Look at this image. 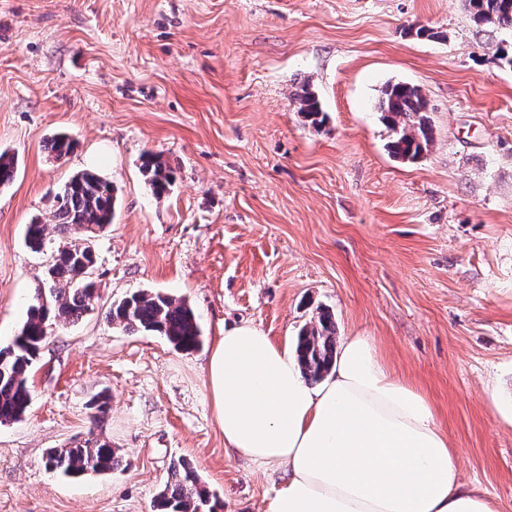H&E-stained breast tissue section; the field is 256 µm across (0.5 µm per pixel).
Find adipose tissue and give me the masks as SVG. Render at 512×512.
I'll list each match as a JSON object with an SVG mask.
<instances>
[{
    "label": "adipose tissue",
    "mask_w": 512,
    "mask_h": 512,
    "mask_svg": "<svg viewBox=\"0 0 512 512\" xmlns=\"http://www.w3.org/2000/svg\"><path fill=\"white\" fill-rule=\"evenodd\" d=\"M207 387L225 448L284 474L267 512H496L460 482L428 398L369 337H345L313 385L288 346L252 324L228 327Z\"/></svg>",
    "instance_id": "ef3b65f1"
}]
</instances>
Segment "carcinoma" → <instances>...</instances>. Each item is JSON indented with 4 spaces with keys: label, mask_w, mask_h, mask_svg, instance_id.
Here are the masks:
<instances>
[{
    "label": "carcinoma",
    "mask_w": 512,
    "mask_h": 512,
    "mask_svg": "<svg viewBox=\"0 0 512 512\" xmlns=\"http://www.w3.org/2000/svg\"><path fill=\"white\" fill-rule=\"evenodd\" d=\"M474 23L482 28L512 31V0H467ZM298 111L312 122L322 115L320 103L309 84L296 94ZM428 102L422 90L408 83H393L382 90L379 112L393 132L392 154L402 160H416L429 150L432 128L425 112ZM58 160L74 152L75 142L55 136L47 143ZM15 156L0 152V186L13 182ZM142 170L152 191L165 193L172 170L158 156H144ZM57 233L70 243L57 250L47 267V287L37 291L29 305L27 320L13 344L0 348V424L19 422L30 404V377L37 355L48 338L49 322H74L88 310L95 288L86 266L97 262L87 241L112 224L116 195L114 186L91 170L74 174L56 195ZM46 226L32 222L26 226L25 242L34 252L43 248ZM107 319L130 333L151 332L165 337L182 350L199 346L200 332L195 315L182 300L164 293L133 294L112 304ZM335 326L327 313L303 328L297 344V358L306 378L320 380L335 356ZM46 464L65 475L91 471L104 473L118 464L112 446L87 440L75 448H54ZM171 479L156 498L155 512H218L220 505L201 485L191 464L179 460L171 466Z\"/></svg>",
    "instance_id": "carcinoma-1"
}]
</instances>
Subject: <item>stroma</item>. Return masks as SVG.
I'll return each instance as SVG.
<instances>
[{"instance_id": "stroma-1", "label": "stroma", "mask_w": 512, "mask_h": 512, "mask_svg": "<svg viewBox=\"0 0 512 512\" xmlns=\"http://www.w3.org/2000/svg\"><path fill=\"white\" fill-rule=\"evenodd\" d=\"M512 32L464 0H0V348L44 287L54 199L76 172L117 203L93 238L97 295L53 324L22 421L0 425V512H153L185 459L222 512H264L280 476L227 451L206 386L225 327L277 343L330 311L431 401L461 482L512 512ZM392 82L428 100L433 142L392 155ZM324 112L310 125L295 95ZM65 133L68 157L46 142ZM173 182L154 195L145 153ZM47 224L46 250L25 230ZM161 292L201 344L112 325V302ZM106 398L104 413L89 405ZM94 438L119 464L68 478L46 454ZM296 103L299 112L306 115L314 123L321 122L320 116L323 114L320 103L315 94L310 90L309 85H303L301 92L296 94Z\"/></svg>"}]
</instances>
